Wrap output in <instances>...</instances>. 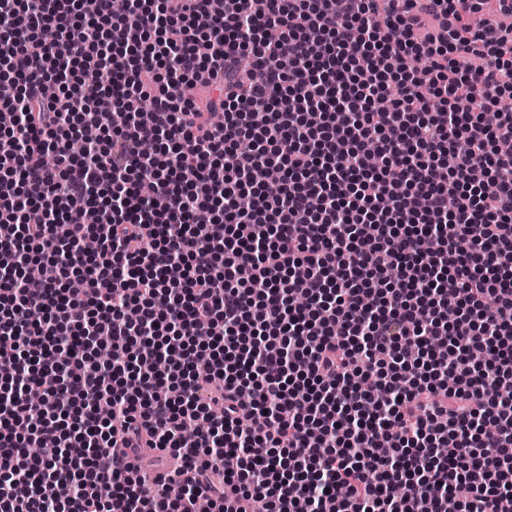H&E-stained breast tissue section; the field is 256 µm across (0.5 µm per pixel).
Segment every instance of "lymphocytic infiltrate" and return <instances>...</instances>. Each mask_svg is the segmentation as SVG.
Listing matches in <instances>:
<instances>
[{"instance_id":"1","label":"lymphocytic infiltrate","mask_w":512,"mask_h":512,"mask_svg":"<svg viewBox=\"0 0 512 512\" xmlns=\"http://www.w3.org/2000/svg\"><path fill=\"white\" fill-rule=\"evenodd\" d=\"M498 10L0 0V512H512ZM144 448L180 497L145 489Z\"/></svg>"}]
</instances>
